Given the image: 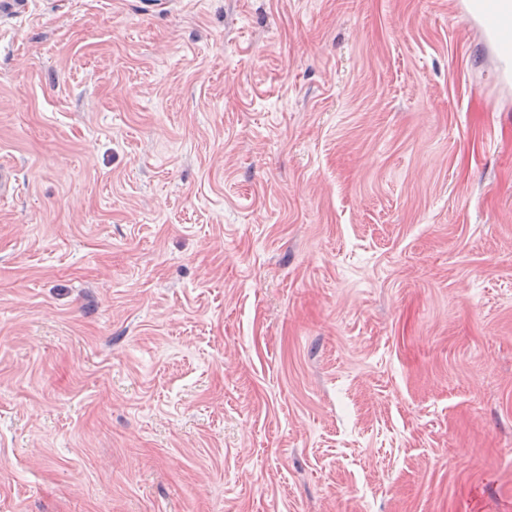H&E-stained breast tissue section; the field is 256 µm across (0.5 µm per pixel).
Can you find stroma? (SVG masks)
Segmentation results:
<instances>
[{
	"instance_id": "stroma-1",
	"label": "stroma",
	"mask_w": 512,
	"mask_h": 512,
	"mask_svg": "<svg viewBox=\"0 0 512 512\" xmlns=\"http://www.w3.org/2000/svg\"><path fill=\"white\" fill-rule=\"evenodd\" d=\"M456 0L0 16V512H512V81Z\"/></svg>"
}]
</instances>
